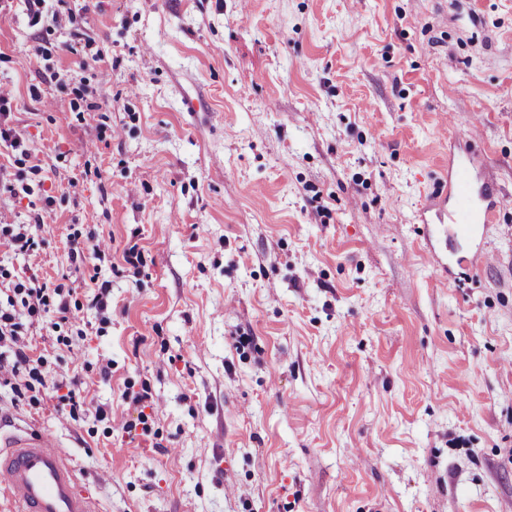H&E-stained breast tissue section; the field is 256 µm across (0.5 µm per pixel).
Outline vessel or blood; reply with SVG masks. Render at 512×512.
<instances>
[{"label": "vessel or blood", "mask_w": 512, "mask_h": 512, "mask_svg": "<svg viewBox=\"0 0 512 512\" xmlns=\"http://www.w3.org/2000/svg\"><path fill=\"white\" fill-rule=\"evenodd\" d=\"M448 195L453 202L448 219L463 227L490 222L497 206L469 162L449 165ZM0 489L11 496L19 512H97L63 448L42 433L12 438L0 448Z\"/></svg>", "instance_id": "1"}]
</instances>
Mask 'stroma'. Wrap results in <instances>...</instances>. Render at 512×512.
<instances>
[{
	"instance_id": "1",
	"label": "stroma",
	"mask_w": 512,
	"mask_h": 512,
	"mask_svg": "<svg viewBox=\"0 0 512 512\" xmlns=\"http://www.w3.org/2000/svg\"><path fill=\"white\" fill-rule=\"evenodd\" d=\"M0 92V433L100 512H512V0H0ZM474 159L448 165V195L453 208L448 212L449 224L463 227L490 222L497 202L491 192L474 177Z\"/></svg>"
}]
</instances>
